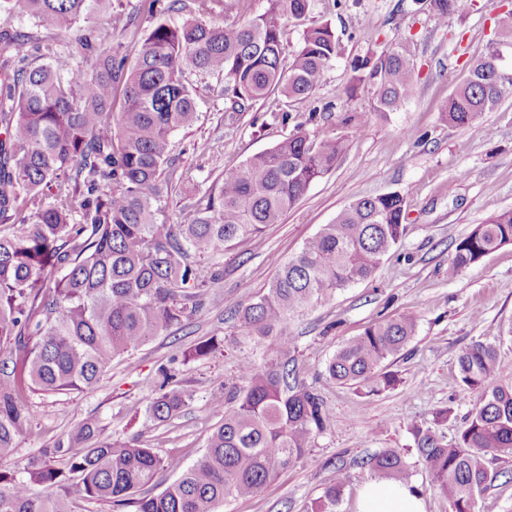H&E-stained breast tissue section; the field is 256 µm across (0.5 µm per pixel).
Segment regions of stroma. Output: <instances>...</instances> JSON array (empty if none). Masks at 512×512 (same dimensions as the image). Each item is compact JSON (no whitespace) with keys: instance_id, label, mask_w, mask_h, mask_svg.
<instances>
[{"instance_id":"obj_1","label":"stroma","mask_w":512,"mask_h":512,"mask_svg":"<svg viewBox=\"0 0 512 512\" xmlns=\"http://www.w3.org/2000/svg\"><path fill=\"white\" fill-rule=\"evenodd\" d=\"M148 3L112 0L95 23L105 43L136 55L155 21ZM508 9L512 0H475L470 11L441 20L416 11L414 0H313L310 19L332 27L339 53L311 97L292 101L273 93L234 118L228 114L223 77L185 68L184 77L196 91L199 119L171 136L175 175L165 197L171 222L181 221L179 200L186 192L203 197L218 191L225 168L271 148L297 125H304L311 137L342 140L345 150L280 223L266 227L260 240L237 243L210 259L219 278L202 311L115 358L97 389L31 394L37 416L18 442L17 463L26 464L91 418L105 425L108 436L136 437L160 456L194 463L218 422L210 408L213 394L241 384L239 359L261 364L280 357L276 337L246 333L238 307L261 295L278 263L295 256L343 208L363 197L398 191L407 196L406 232L373 277L313 304L286 328L296 338L290 355L301 379L325 399L330 425L294 465L251 498H226L222 512H306L340 466L347 479L337 512H356L362 487L374 477L366 460L384 448L401 451L426 512H450L447 497L414 449L410 429L432 425L436 411L444 408L448 422L439 431L454 439L475 401L457 378V357L472 343L496 344L501 361L512 364V336L506 333L512 324V244L456 277L448 275L456 243L489 217L512 209V93L462 127L449 125L444 111L473 61L496 39V15ZM14 26L82 64L70 32L29 18ZM401 37L415 55L416 91L396 111L373 116L363 133H355L344 117L370 110L374 95L366 85L346 94L350 64L381 53ZM274 112L289 113L288 123L271 122ZM312 112L317 119L311 123L307 117ZM407 311L416 315L415 334L386 362L398 379L394 388L371 395L329 378L326 364L342 343ZM211 339L223 342L222 351L188 358L194 346ZM162 365L173 368L175 384L192 390L194 397L177 418L149 431L144 422Z\"/></svg>"}]
</instances>
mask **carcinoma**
<instances>
[{"label":"carcinoma","instance_id":"obj_1","mask_svg":"<svg viewBox=\"0 0 512 512\" xmlns=\"http://www.w3.org/2000/svg\"><path fill=\"white\" fill-rule=\"evenodd\" d=\"M110 0H0V512H71L75 495L88 501L132 505L135 512H218L228 496L249 498L300 459L330 424L322 396L299 377L292 360L257 365L241 360L244 385L226 399L215 394L218 425L192 465L163 458L137 440L103 436L88 419L64 433L41 457L8 468L17 441L32 427L35 391L96 388L112 360L135 351L204 305L217 273L189 261L214 255L241 239L257 240L280 222L307 189L336 165L341 141L313 139L299 129L274 147L224 171L218 193L184 204L190 218L170 224L164 166L171 135L198 120L183 67L223 75L233 111L278 92L305 99L336 59L330 25L310 23L299 49L285 59L283 29L304 22L313 0H268V9L244 25L222 29L197 20L156 24L135 60L103 46L95 20ZM437 16L462 14L471 0H415ZM31 18L76 29L87 63L47 50L49 62L33 65L41 47L13 21ZM495 26L504 40L473 62L466 82L448 99L445 118L464 126L494 110L512 92L499 78L501 48L512 47V10ZM415 56L405 40L351 65L349 92L369 84L370 111L345 123L362 131L372 113L393 112L415 92ZM52 192L54 201L27 211L28 202ZM406 195L361 198L344 208L292 259L279 264L269 288L238 310L254 336L278 337L283 354L294 338L288 322L313 303L372 278L405 232ZM512 244V210L478 224L455 247L448 277L504 245ZM412 312L374 323L352 337L327 365L331 379L378 394L397 379L383 363L414 336ZM464 390L477 395L452 442L430 427L411 428L418 456L448 498L451 512H472L475 496L508 472L495 462L512 457V365L492 343L476 341L457 358ZM163 382L149 402L150 429L177 417L193 398ZM497 379L499 383L490 384ZM376 478L405 482L400 450L384 448L368 460ZM161 471L177 479L156 493ZM345 483L342 470L311 502L308 512H336Z\"/></svg>","mask_w":512,"mask_h":512}]
</instances>
